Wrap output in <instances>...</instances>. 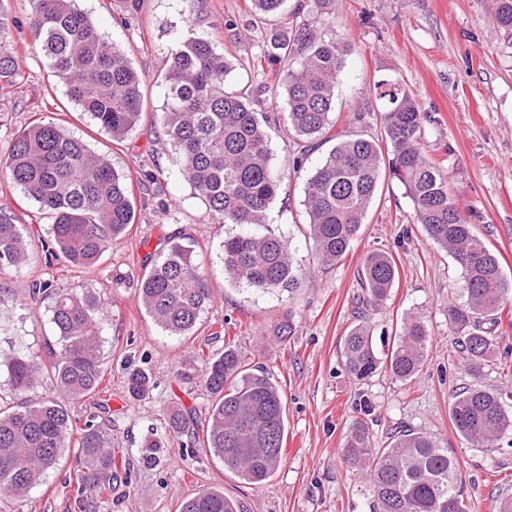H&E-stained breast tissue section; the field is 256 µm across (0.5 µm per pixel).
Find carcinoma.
<instances>
[{
  "instance_id": "obj_1",
  "label": "carcinoma",
  "mask_w": 512,
  "mask_h": 512,
  "mask_svg": "<svg viewBox=\"0 0 512 512\" xmlns=\"http://www.w3.org/2000/svg\"><path fill=\"white\" fill-rule=\"evenodd\" d=\"M0 0V88L19 84L20 41L28 38L68 98L112 141H123L146 118L144 79L125 53L75 6V0H26L20 24ZM254 9L281 19L286 33L270 42L267 56L278 61L274 96L284 93L286 110L268 115L253 108L250 95L228 80L232 60L217 49L207 26L199 24L205 0H184L186 32L167 47L164 92L165 133L181 158L179 173L208 207L213 224L243 228L220 244L224 270L238 285L261 293L291 294L300 288L287 243L275 233H257L267 223L286 170L274 162L267 124L283 123L290 135L332 148L305 184L308 238L319 261L334 265L350 248L383 175L397 180L413 204V221L449 252L463 272L465 300L448 305V329L455 336L464 368L478 375L495 354L493 333L512 306V282L501 273L496 254L476 234L469 215L450 195L440 167L422 151L424 124L430 120L397 81L373 82L383 102L384 136L335 132L336 85L347 46L316 37L315 23L336 18V0H252ZM496 23L512 30V0H496ZM0 174L38 204L49 221L47 235L23 230L16 213L0 206V278L22 270L39 249L46 263L62 260L88 270L112 241L135 221L128 176L86 142L52 119L37 120L15 136ZM398 276L394 257L373 251L363 262L358 322L343 337L345 369L358 381L385 368L399 381L412 380L428 352L429 333L421 316L401 322L391 351L380 356L366 321V308L389 296ZM137 295L155 324L170 336L188 340L213 301L200 254L180 239L145 268ZM31 302L50 300L53 335L42 354H16L3 364L9 390L0 393V497L23 500L55 467L65 449L76 448L77 469L64 479L75 506L87 508V492L112 497L117 454L112 435L97 422L112 414L111 395L101 387L106 373L104 344L108 315L91 289L55 288L32 282ZM208 395L207 423L192 429L183 409L162 422L168 434L187 437L192 456L218 458L245 485H259L279 469L287 438L282 393L270 373L249 366L237 347L194 354ZM151 387L149 373H125L126 397L139 400ZM57 389L62 402L43 394ZM87 401L93 412L77 419L72 406ZM450 419L457 434L475 448H493L512 431V415L502 394L482 386L456 393ZM164 437L151 431L142 443L144 464L157 462ZM347 462L365 476L375 512H470L448 445L404 427L383 448L371 444L359 422L345 443ZM178 512H241L224 490L207 488L184 496Z\"/></svg>"
}]
</instances>
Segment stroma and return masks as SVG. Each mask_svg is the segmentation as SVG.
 <instances>
[{
    "label": "stroma",
    "instance_id": "1",
    "mask_svg": "<svg viewBox=\"0 0 512 512\" xmlns=\"http://www.w3.org/2000/svg\"><path fill=\"white\" fill-rule=\"evenodd\" d=\"M77 6L126 53L146 80L149 106L162 112L156 79L166 66L171 37L187 26L181 0H77ZM208 15L238 23L236 36L222 29L213 34L236 66L233 85H272L277 62L255 68L250 60L263 56L275 20L256 15L251 0H208ZM316 31L349 48L336 87L338 130L350 132L357 104L370 115L369 134L379 136L383 103L367 86L381 78L398 80L430 116L423 131L425 154L441 164L456 200L470 212L475 229L496 251L503 276L512 281V34L495 22L494 0H338L335 19H319ZM21 61L19 88L0 91V157L18 131L47 116L132 179L135 222L95 267L81 272L60 263L49 266L38 256L10 276L0 294V361L21 350H38L52 333L47 304L33 305L26 298L31 280H50L59 288L83 284L107 307L103 384L112 392V436L124 460L136 468L96 512H175L183 494L206 487L223 488L242 512H373L364 476L344 461L345 437L357 421L368 425L379 446L400 425L447 442L473 512H489L493 500L512 493V434L487 451L470 445L451 425L452 395L473 381L448 329V306L462 299L463 273L413 223L412 202L399 182L382 181L346 255L335 265H322L306 235L303 206L305 181L324 155L314 151L300 173L284 178L267 223L287 242L303 273L302 285L289 296L258 293L225 274L220 243L236 227L210 222L206 205L179 178V155L157 125L144 122L123 142L112 143L68 99L37 47L22 48ZM149 173L158 175V183L146 181ZM178 234L189 236L201 252L215 294L196 337L186 342L163 333L136 294L147 256L160 255ZM375 250L393 255L399 269L388 299L369 312L377 351L391 347L410 312L422 316L430 335L423 367L408 382L385 371L358 382L342 364V341L355 322L361 293L357 273ZM286 317L294 331L282 343L272 330ZM494 336L497 352L480 382L507 394L506 408L512 412V319L503 318ZM227 343L271 373L284 393L287 439L276 474L256 486L241 484L220 460L189 456L175 437L166 438L159 465L140 466L145 434L186 389H194V417L204 422L207 395L199 379L188 382L182 374L192 368L199 348ZM132 368L146 369L156 382L140 401L123 393V376ZM76 466L74 452L65 451L27 500L2 499L0 512H78L63 486Z\"/></svg>",
    "mask_w": 512,
    "mask_h": 512
}]
</instances>
